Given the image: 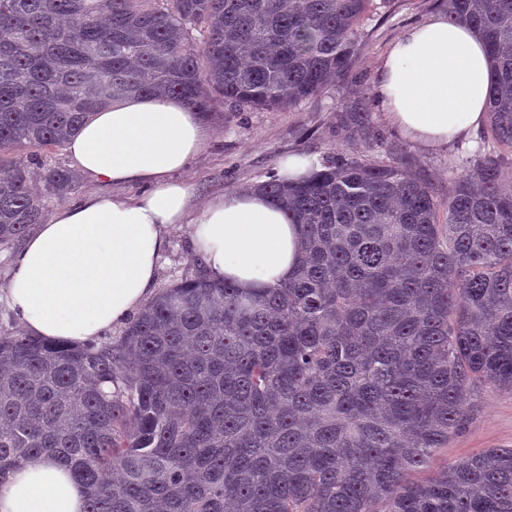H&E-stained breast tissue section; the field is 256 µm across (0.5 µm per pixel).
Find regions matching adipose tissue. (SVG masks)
Returning a JSON list of instances; mask_svg holds the SVG:
<instances>
[{
    "label": "adipose tissue",
    "mask_w": 512,
    "mask_h": 512,
    "mask_svg": "<svg viewBox=\"0 0 512 512\" xmlns=\"http://www.w3.org/2000/svg\"><path fill=\"white\" fill-rule=\"evenodd\" d=\"M491 64L469 25L430 14L385 54L374 91L388 122L439 148L487 119ZM204 126L176 98L129 96L96 112L68 143L76 170L104 184H140L129 199L100 193L57 210L17 251L7 299L23 328L82 343L128 320L152 294L165 229L193 225L207 275L252 291L296 272L298 225L260 190H229L192 208L178 175L203 149ZM84 486L56 457L28 458L0 483V512H83Z\"/></svg>",
    "instance_id": "ef3b65f1"
}]
</instances>
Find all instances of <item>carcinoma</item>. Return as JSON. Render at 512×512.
Wrapping results in <instances>:
<instances>
[{"label":"carcinoma","instance_id":"carcinoma-1","mask_svg":"<svg viewBox=\"0 0 512 512\" xmlns=\"http://www.w3.org/2000/svg\"><path fill=\"white\" fill-rule=\"evenodd\" d=\"M441 3L487 45L489 132L511 150L512 0ZM371 5L0 0V245L78 182L35 151L126 96L207 114L345 87L340 125L372 143L352 73ZM319 163L257 185L301 229L288 281L246 292L202 270L114 340L0 334V484L51 453L88 490L84 512H512V448L435 466L483 386L512 391L502 157L451 179L445 200L396 161Z\"/></svg>","mask_w":512,"mask_h":512}]
</instances>
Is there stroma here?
I'll list each match as a JSON object with an SVG mask.
<instances>
[{
  "label": "stroma",
  "mask_w": 512,
  "mask_h": 512,
  "mask_svg": "<svg viewBox=\"0 0 512 512\" xmlns=\"http://www.w3.org/2000/svg\"><path fill=\"white\" fill-rule=\"evenodd\" d=\"M438 0H374L360 24V60L364 92H371L378 67L393 41L406 28L438 11ZM342 100L325 94L285 111L228 112L216 103L204 116L209 137L202 151L182 173L194 191L195 204L232 189H246L266 181L292 155L322 156L333 151L345 156L395 159L420 173L439 198L448 195L450 178L471 170L494 143L487 127L445 147L426 149L402 137L380 109L372 122L379 143L368 146L350 137L338 121ZM193 227L178 224L168 231L169 245L159 262L157 288H164L197 269ZM485 408L440 449L437 462L445 464L489 448H512V393L484 387Z\"/></svg>",
  "instance_id": "stroma-1"
}]
</instances>
